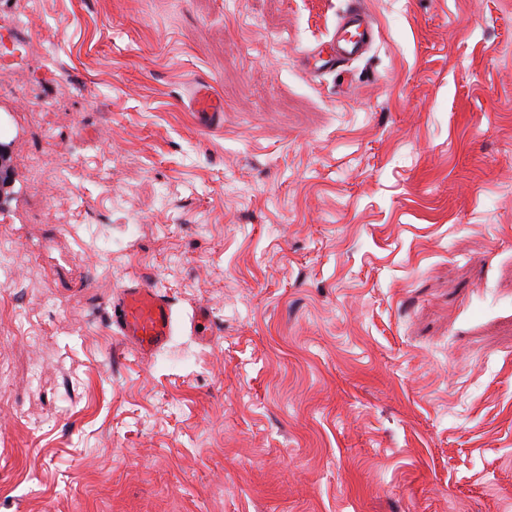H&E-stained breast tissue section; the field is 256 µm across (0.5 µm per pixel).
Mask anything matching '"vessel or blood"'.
<instances>
[{
    "instance_id": "obj_1",
    "label": "vessel or blood",
    "mask_w": 512,
    "mask_h": 512,
    "mask_svg": "<svg viewBox=\"0 0 512 512\" xmlns=\"http://www.w3.org/2000/svg\"><path fill=\"white\" fill-rule=\"evenodd\" d=\"M375 41L374 23L364 10L349 6L337 18L330 40L321 43L304 57L309 73L336 71L348 61L361 58ZM199 127L209 130L224 118V104L207 90H198L194 99ZM112 325L117 333L141 356L156 353L173 335L177 316L167 295L145 281L124 283L112 303Z\"/></svg>"
}]
</instances>
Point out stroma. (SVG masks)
<instances>
[{
	"label": "stroma",
	"mask_w": 512,
	"mask_h": 512,
	"mask_svg": "<svg viewBox=\"0 0 512 512\" xmlns=\"http://www.w3.org/2000/svg\"><path fill=\"white\" fill-rule=\"evenodd\" d=\"M349 2L0 0V512H512V0ZM375 41L374 23L364 10L351 4L337 18L330 40L304 56L310 74L330 73L350 60L361 58ZM194 106L196 121L199 127L209 130L218 126L224 119V103L201 88L197 91ZM176 325L170 298L145 281L128 280L112 302V326L142 357L156 353Z\"/></svg>",
	"instance_id": "obj_1"
}]
</instances>
